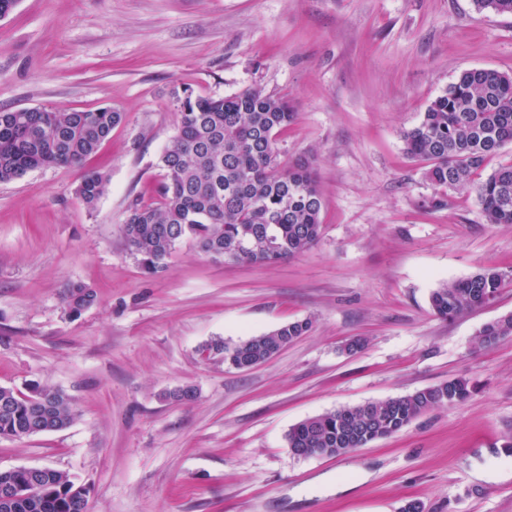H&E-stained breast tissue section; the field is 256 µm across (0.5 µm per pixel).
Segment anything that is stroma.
Returning <instances> with one entry per match:
<instances>
[{
	"instance_id": "1",
	"label": "stroma",
	"mask_w": 512,
	"mask_h": 512,
	"mask_svg": "<svg viewBox=\"0 0 512 512\" xmlns=\"http://www.w3.org/2000/svg\"><path fill=\"white\" fill-rule=\"evenodd\" d=\"M512 76V16L474 0H18L0 18V110L103 106L124 118L82 166L0 182V386L68 394L74 422L0 437V469L48 467L86 487L88 512H512V224L475 191H442L402 134L458 75ZM257 86L294 109L278 159H308L318 241L270 266L179 245L149 274L123 224L156 202L177 129L173 92ZM109 178L84 205L85 170ZM489 266L496 299L452 319L432 292ZM98 299L68 314L67 285ZM306 334L237 370L204 345L293 321ZM364 339L362 349L348 344ZM468 381L398 434L341 457L300 458L291 426L343 405ZM191 386L194 402L165 401ZM512 335V315L484 325L480 331L481 342L492 346L500 337Z\"/></svg>"
}]
</instances>
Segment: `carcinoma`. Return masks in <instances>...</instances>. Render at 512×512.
Here are the masks:
<instances>
[{
  "instance_id": "obj_1",
  "label": "carcinoma",
  "mask_w": 512,
  "mask_h": 512,
  "mask_svg": "<svg viewBox=\"0 0 512 512\" xmlns=\"http://www.w3.org/2000/svg\"><path fill=\"white\" fill-rule=\"evenodd\" d=\"M478 9L512 14V0H474ZM177 132L159 157L164 181L161 201L135 202L123 225L132 252L144 268L157 273L187 237L199 250L227 263L269 265L294 258L312 247L321 233L322 198L316 173L306 159L286 166L278 161L276 138L293 112L288 102L255 87L223 98L174 93ZM123 114L103 107L95 111L36 107L0 111V182L29 170L78 165L109 140ZM408 156L426 164L425 176L441 189L470 185L473 176L512 143V76L495 69L463 72L403 133ZM107 175L85 173L78 189L91 207L107 189ZM491 224H512V163L494 169L475 186ZM504 274L482 267L471 276L442 284L431 294V307L443 319L491 303ZM63 301L73 315L91 307L96 292L70 284ZM309 322L295 321L235 344L217 337L204 346L209 354L242 370L256 365L295 338ZM512 335V315L484 325L481 342L493 345ZM471 390L453 379L411 394L336 410L307 418L287 434L288 447L306 457H335L400 432L435 406H454ZM197 397L191 386L163 394L188 404ZM76 418L67 395L31 385L27 392L0 387V436L25 438L61 430ZM39 490L0 497V512H80L86 490L64 473L45 468L35 476Z\"/></svg>"
}]
</instances>
